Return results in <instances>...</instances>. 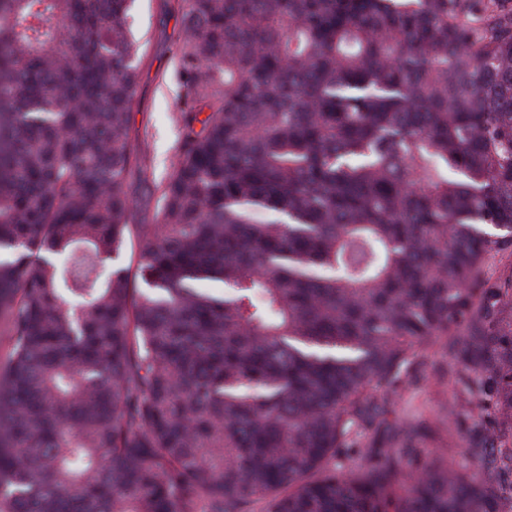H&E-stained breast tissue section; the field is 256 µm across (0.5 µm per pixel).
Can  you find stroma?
I'll list each match as a JSON object with an SVG mask.
<instances>
[{
  "label": "stroma",
  "mask_w": 512,
  "mask_h": 512,
  "mask_svg": "<svg viewBox=\"0 0 512 512\" xmlns=\"http://www.w3.org/2000/svg\"><path fill=\"white\" fill-rule=\"evenodd\" d=\"M133 27L147 45L138 70L130 125L133 135L146 137L149 159L161 178L170 169L178 140L176 112L182 101L183 77L177 52L185 32L175 0H137ZM455 396L453 384L430 378L406 395L404 407H427L444 422Z\"/></svg>",
  "instance_id": "1"
}]
</instances>
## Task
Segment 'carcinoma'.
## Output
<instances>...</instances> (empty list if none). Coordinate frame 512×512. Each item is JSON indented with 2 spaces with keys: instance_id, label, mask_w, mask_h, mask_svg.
Instances as JSON below:
<instances>
[{
  "instance_id": "cac0c4a2",
  "label": "carcinoma",
  "mask_w": 512,
  "mask_h": 512,
  "mask_svg": "<svg viewBox=\"0 0 512 512\" xmlns=\"http://www.w3.org/2000/svg\"><path fill=\"white\" fill-rule=\"evenodd\" d=\"M134 4L0 0V512H505L512 0H178L159 183ZM427 373L429 378L406 395L405 404L398 408V417L404 420L407 418L406 411L425 406L440 421L451 425L452 419L448 417V406L455 400L456 389L451 383L437 382L430 368H427ZM445 429L446 426L440 425L438 434L427 440L430 458L435 459L439 463H448V465L462 462L461 450L464 448L463 442L456 435H448ZM449 445L454 447L448 448ZM442 448H448L446 455L443 454Z\"/></svg>"
}]
</instances>
